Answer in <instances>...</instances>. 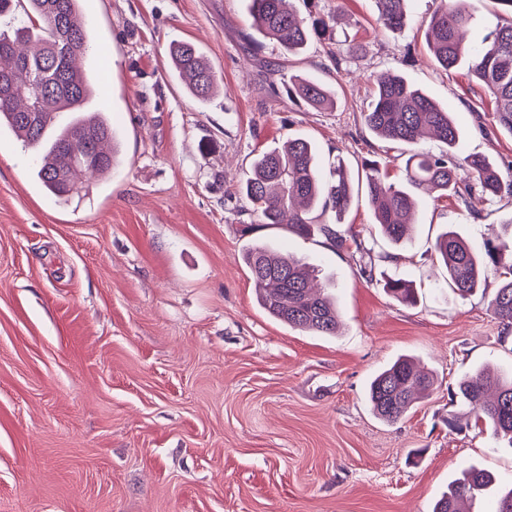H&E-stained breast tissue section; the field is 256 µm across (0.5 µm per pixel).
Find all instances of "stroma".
Returning <instances> with one entry per match:
<instances>
[{
	"mask_svg": "<svg viewBox=\"0 0 512 512\" xmlns=\"http://www.w3.org/2000/svg\"><path fill=\"white\" fill-rule=\"evenodd\" d=\"M440 0H408L393 33L375 0H293L332 29L299 56L260 35L248 0H85L82 62L122 141V159L61 202L30 149L0 134V512H432L459 472L512 488V450L475 427L451 389L485 365L512 369V327L488 296L448 287L434 244L455 227L475 250L512 240V195L475 202L417 188L408 242L390 245L359 199L345 218L372 251L286 226H255L238 186L260 152L302 137L351 176L367 160L400 180L410 151L363 125L372 79L403 75L448 107L457 154L512 162V135L466 70L443 71L420 27ZM195 44L219 92L202 103L173 74L169 46ZM332 86L334 109L289 99V77ZM270 244L333 288L337 335L268 316L243 262ZM402 275L415 305L384 289ZM432 372L430 395L393 423L366 399L400 356Z\"/></svg>",
	"mask_w": 512,
	"mask_h": 512,
	"instance_id": "obj_1",
	"label": "stroma"
}]
</instances>
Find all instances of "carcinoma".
Wrapping results in <instances>:
<instances>
[{
	"label": "carcinoma",
	"instance_id": "cac0c4a2",
	"mask_svg": "<svg viewBox=\"0 0 512 512\" xmlns=\"http://www.w3.org/2000/svg\"><path fill=\"white\" fill-rule=\"evenodd\" d=\"M286 2L249 0V11L264 37L275 40L286 55L296 56L326 32L328 23L322 17H302L287 8ZM406 2L376 0L383 28L401 32L408 27ZM483 2L441 0L426 22L425 37L443 70L467 67L492 98L497 125L512 135V19L470 46L468 34ZM0 15L13 16L9 28L0 31V80L5 79L4 67L16 69L9 90L0 94V129H8L36 154L35 173L43 190L67 201L81 191L87 175H110L119 153L108 114L89 111L91 89L76 64L88 51L83 0H0ZM169 57L188 92L201 102L210 100L216 75L197 46L175 43ZM288 96L314 109L336 105L330 87L307 77L289 80ZM362 120L378 138L410 147L429 134L452 150L461 136L448 109L391 72L376 76ZM508 173L509 178H504L485 154L459 158L450 152L413 151L406 161L403 182L396 183L380 162L364 163L368 203L381 233L393 244L407 239L414 208L408 187L426 184L442 197H454L470 211L476 194L483 200L512 194V166ZM241 194L258 224H284L299 237L320 235L334 248L352 243L356 251H363L357 235L347 236L338 229L358 200L350 174L339 162L329 171V178H324L315 148L306 139L295 138L281 150L257 155ZM435 251L447 269L448 286L462 297L485 289L488 271L494 270L499 282L489 306L512 326V249L490 244L480 255L450 228L436 239ZM244 260L259 304L269 316L301 331L336 334L335 301L323 287L312 290L310 274L299 258L255 245L247 249ZM384 288L404 305L417 301L416 288L405 277L390 278ZM433 385V377L402 357L371 380L368 399L379 419L394 422L417 398L429 394ZM451 396L470 406L476 421L486 423L512 445V373L478 370L461 379ZM491 482L483 470L468 469L437 500L433 512H462V504L490 488Z\"/></svg>",
	"mask_w": 512,
	"mask_h": 512
}]
</instances>
